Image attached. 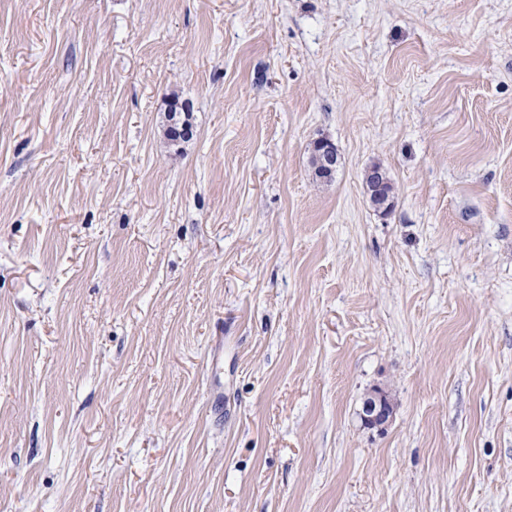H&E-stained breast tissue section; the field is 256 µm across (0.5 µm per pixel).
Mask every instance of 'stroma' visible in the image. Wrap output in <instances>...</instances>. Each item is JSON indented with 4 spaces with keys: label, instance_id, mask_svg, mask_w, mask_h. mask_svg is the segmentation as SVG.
<instances>
[{
    "label": "stroma",
    "instance_id": "stroma-1",
    "mask_svg": "<svg viewBox=\"0 0 512 512\" xmlns=\"http://www.w3.org/2000/svg\"><path fill=\"white\" fill-rule=\"evenodd\" d=\"M0 512H512V0H0ZM391 414V406L381 390H374L365 400L362 422L370 428H382Z\"/></svg>",
    "mask_w": 512,
    "mask_h": 512
}]
</instances>
